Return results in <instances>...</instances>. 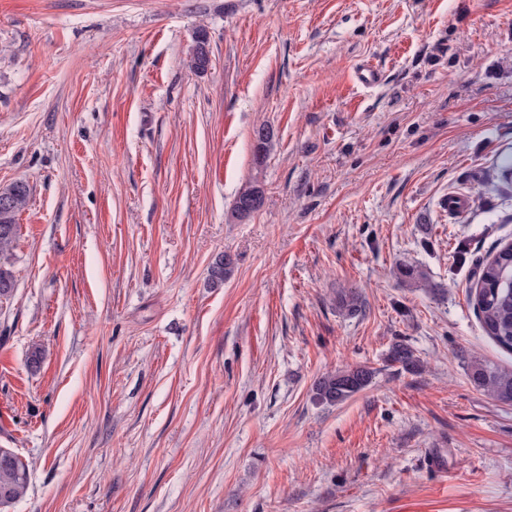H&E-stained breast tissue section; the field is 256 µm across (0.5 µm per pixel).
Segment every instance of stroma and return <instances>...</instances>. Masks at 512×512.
Instances as JSON below:
<instances>
[{
  "instance_id": "1",
  "label": "stroma",
  "mask_w": 512,
  "mask_h": 512,
  "mask_svg": "<svg viewBox=\"0 0 512 512\" xmlns=\"http://www.w3.org/2000/svg\"><path fill=\"white\" fill-rule=\"evenodd\" d=\"M507 157L512 0H0V188H29L0 302V448L29 466L8 512H512V406L467 377L512 366L468 299L512 240ZM360 365L365 390L315 400ZM256 197L261 198V200H262L261 207H262L264 204V190L257 183V181H256V183H252L249 186H246L239 192V194L235 198V202L233 205V211H232L233 216L236 217L237 219H243V217L249 216L250 214L259 210V209H257L250 213H245V209H244L245 204H247L249 201L253 200ZM373 376L374 371L365 366L328 374L316 382L313 389L315 399L328 405L344 402L367 388Z\"/></svg>"
}]
</instances>
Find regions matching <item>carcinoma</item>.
Listing matches in <instances>:
<instances>
[{
    "label": "carcinoma",
    "mask_w": 512,
    "mask_h": 512,
    "mask_svg": "<svg viewBox=\"0 0 512 512\" xmlns=\"http://www.w3.org/2000/svg\"><path fill=\"white\" fill-rule=\"evenodd\" d=\"M189 63L197 72L206 70L210 64L207 36L202 31L196 36V46ZM255 138L258 145L255 162L260 167L265 161L271 132L264 126L260 127L255 130ZM256 197L264 198V190L259 184L252 183L243 188L235 198L232 215L238 219L247 216L244 206ZM28 201L29 189L22 182L0 189V256L13 248L18 228L17 216ZM232 267L231 256H219L210 267L212 283L224 282ZM397 277L407 284L428 282L424 271L406 264L397 268ZM469 298L486 336L501 349L512 353V243L502 246L490 259L475 260ZM336 303L349 316L358 314L363 307L360 296L353 291L340 292ZM388 362L398 364L407 371L417 368L412 350L402 343L392 346ZM373 376L374 371L365 366L328 374L316 382L315 399L328 405L341 403L367 388ZM467 376L476 389L488 393L500 403L512 404V367H500L474 357L468 362ZM28 478L27 463L13 449L0 448V510L23 497Z\"/></svg>",
    "instance_id": "1"
}]
</instances>
